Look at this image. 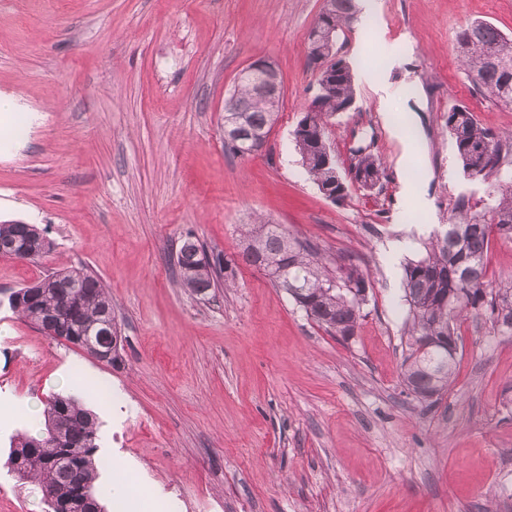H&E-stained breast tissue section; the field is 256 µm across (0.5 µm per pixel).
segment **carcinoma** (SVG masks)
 <instances>
[{"mask_svg": "<svg viewBox=\"0 0 512 512\" xmlns=\"http://www.w3.org/2000/svg\"><path fill=\"white\" fill-rule=\"evenodd\" d=\"M356 17L354 0H327L317 21L333 23V40L308 41L312 62L319 63L318 111L305 112L293 130L295 148L307 175L327 198L342 201L350 186L372 191L382 185L385 167L368 148L358 147L350 175L337 170L330 153L333 119L356 102L353 70L339 55L337 43ZM464 70L484 96L512 104V39L486 22H473L457 35ZM262 74L251 72L237 83L231 99L244 109L249 127L267 135L278 116L281 95L256 96L252 84ZM463 172L482 166L489 182L484 206L474 209L459 198L443 233L435 232L423 250L403 265V301L407 306L408 353L403 381L408 392L433 404L453 381L457 359V325L470 315H485L497 333L512 336V281L487 290L486 257L492 236L512 241V175L502 174L503 159L512 152V134H499L479 125L466 105L444 114ZM244 262L262 272L327 333L347 341L356 332L366 305L369 277L347 253L326 255L282 225L261 219L237 225ZM31 259L46 256L52 242L35 224L8 222L0 230V256L9 257L24 246ZM180 285L205 297L222 284L232 287L233 268L219 255L208 254L195 234L180 240L174 263ZM13 311L37 326L53 324L56 337L85 348L106 331L112 299L97 275L85 267L54 271L9 297ZM44 426L36 435L21 432L10 440L8 469L21 480L37 483L57 512H66L74 494L94 493L99 470L96 415L72 395L53 394L43 401ZM73 459L57 464L63 449Z\"/></svg>", "mask_w": 512, "mask_h": 512, "instance_id": "cac0c4a2", "label": "carcinoma"}]
</instances>
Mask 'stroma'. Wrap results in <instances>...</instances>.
Instances as JSON below:
<instances>
[{
  "mask_svg": "<svg viewBox=\"0 0 512 512\" xmlns=\"http://www.w3.org/2000/svg\"><path fill=\"white\" fill-rule=\"evenodd\" d=\"M325 0H0V96L18 130L0 147V219L54 248L0 257V512H48L5 466L28 407L63 392L99 421L152 512H512V336L460 326L453 383L434 405L403 383L402 272L459 197L479 206L444 121L467 105L512 132V107L478 94L456 36L483 20L512 37V0H358L338 44L352 111L330 138L341 171L375 142L380 188L326 199L292 131L315 98L307 35ZM266 56L283 82L264 148H224V102ZM264 216L371 281L349 341L330 336L239 259L236 225ZM232 261L235 285L200 298L169 259L187 231ZM82 266L112 298L124 350L110 365L46 336L9 294Z\"/></svg>",
  "mask_w": 512,
  "mask_h": 512,
  "instance_id": "stroma-1",
  "label": "stroma"
}]
</instances>
